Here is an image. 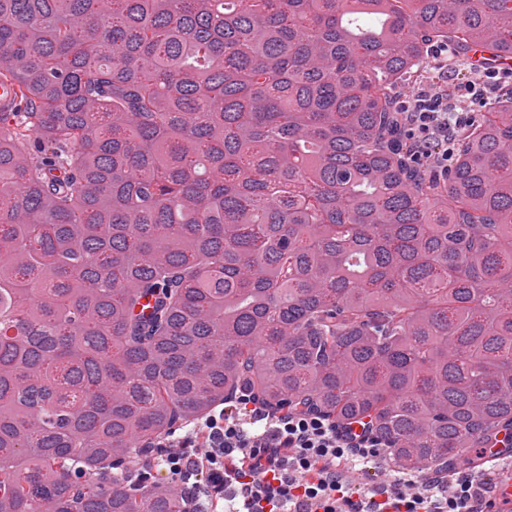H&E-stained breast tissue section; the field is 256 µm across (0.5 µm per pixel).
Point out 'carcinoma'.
<instances>
[{
	"mask_svg": "<svg viewBox=\"0 0 512 512\" xmlns=\"http://www.w3.org/2000/svg\"><path fill=\"white\" fill-rule=\"evenodd\" d=\"M434 44L512 56V0H0V512H189L126 470L242 392L509 448L512 96L411 165Z\"/></svg>",
	"mask_w": 512,
	"mask_h": 512,
	"instance_id": "cac0c4a2",
	"label": "carcinoma"
}]
</instances>
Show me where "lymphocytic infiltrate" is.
<instances>
[{
  "label": "lymphocytic infiltrate",
  "instance_id": "obj_1",
  "mask_svg": "<svg viewBox=\"0 0 512 512\" xmlns=\"http://www.w3.org/2000/svg\"><path fill=\"white\" fill-rule=\"evenodd\" d=\"M413 102L402 115L415 157L447 167L454 155L447 113L423 89ZM385 461V444L371 433L316 412L276 415L244 392L202 428L158 440L132 476L146 484L164 467L208 512H490L495 505L492 487L467 473L447 482L403 471L370 490L357 487V465Z\"/></svg>",
  "mask_w": 512,
  "mask_h": 512
}]
</instances>
